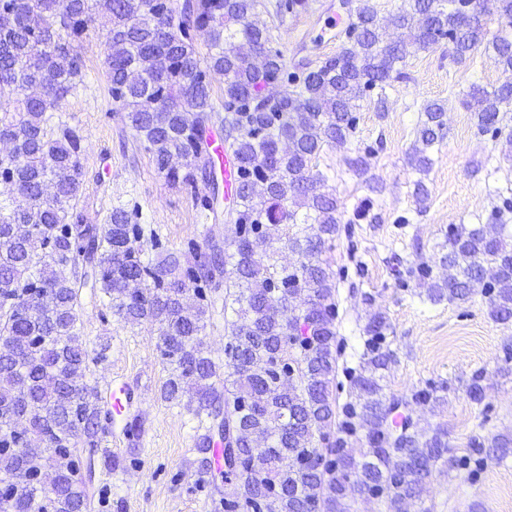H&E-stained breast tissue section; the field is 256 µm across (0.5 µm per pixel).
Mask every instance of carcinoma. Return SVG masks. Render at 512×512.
<instances>
[{
  "instance_id": "1",
  "label": "carcinoma",
  "mask_w": 512,
  "mask_h": 512,
  "mask_svg": "<svg viewBox=\"0 0 512 512\" xmlns=\"http://www.w3.org/2000/svg\"><path fill=\"white\" fill-rule=\"evenodd\" d=\"M259 0H0V136L14 140L15 154L0 158V179H9L30 198L21 207L0 201V512H69L88 500L85 461L127 470L139 459L101 447L102 409L97 392L83 378L88 362L107 358L110 343L94 357L80 341L81 291L107 299L112 316L126 324L159 326L158 356L169 366L161 398L187 401L193 414L217 412L238 425L242 445L227 476L252 470V448L261 447L256 482L263 492L252 499L236 494L227 481L222 512H348L350 485L383 501L389 512H409L418 487L436 470L478 471L470 456H448V430L439 424L417 429L409 401L383 397L382 371L396 361L383 346L389 329L378 314L366 327L369 339L348 385L336 381L339 356L335 321V273L319 255L332 248L341 224L340 205L327 191V176L313 160L323 146H344L357 129V102L377 91V103L391 83L405 77L406 59L442 39L456 60L469 57L485 40L483 25L469 24L477 0H405L392 24L404 37L385 42L371 0H351L340 51L318 64H299L301 76L283 79L281 52L271 35L251 22ZM102 20L106 75L112 99L120 103L130 128L148 144L158 173L172 185L210 189L202 206L214 210L220 197L214 171L200 155L210 151L213 122L224 128L239 172L229 206L237 231L228 245L210 239L206 251L191 244L192 260L158 263L142 259L145 229L139 213L112 209L105 224H88L78 210L84 171L80 137L53 122L55 105L84 81L79 39L88 24ZM205 28L210 52L196 50L193 31ZM493 48L506 77L489 92L473 84L471 100L478 127L497 139L500 112L512 105V38ZM263 55L266 64L253 66ZM145 79L129 83L126 73ZM224 79V110L216 109L211 77ZM410 164L422 172L433 165L444 138L445 109L423 105ZM56 184L50 197L41 185ZM265 185L256 193L254 184ZM301 227L283 248L265 249L271 227ZM504 224L462 225L446 235L440 262L448 274L436 280L421 266L426 299L466 301L475 289L488 297L490 315L512 319V248ZM494 276L484 278L486 268ZM224 289L231 318L224 319V391L213 383L215 362L199 336L211 297ZM47 291L48 301L19 308L23 291ZM193 291L197 303L184 302ZM304 307H288L297 293ZM348 388L354 401L336 421L337 392ZM446 381H428L412 394L421 403H442ZM28 416L20 437L16 416ZM363 433L360 448L348 447ZM319 436L321 447L311 446ZM410 438L399 455L396 438ZM211 427L196 438L197 472L208 475ZM37 485L15 486L23 467Z\"/></svg>"
}]
</instances>
